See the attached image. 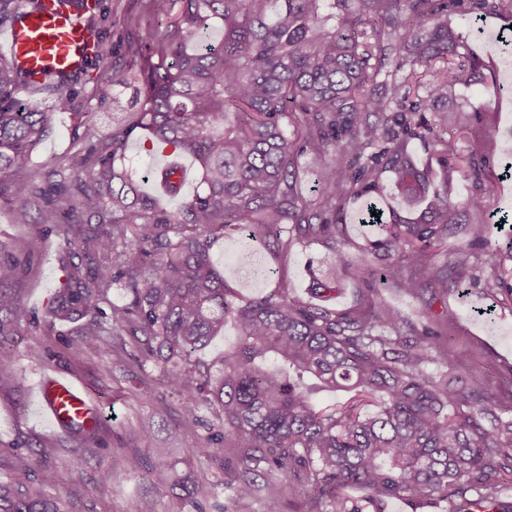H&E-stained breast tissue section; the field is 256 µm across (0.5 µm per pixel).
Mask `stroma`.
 <instances>
[{
  "label": "stroma",
  "instance_id": "obj_1",
  "mask_svg": "<svg viewBox=\"0 0 512 512\" xmlns=\"http://www.w3.org/2000/svg\"><path fill=\"white\" fill-rule=\"evenodd\" d=\"M91 20L112 55L108 63L91 61L73 88L81 100L75 111L60 113L54 129L34 149L33 165L40 167L51 184H70L69 168L74 155L85 154L98 140L112 132V102L129 106L136 101L133 83L122 76L140 69L144 62L160 58L159 35L168 18L153 14L150 0H97ZM450 22L467 48L488 59L492 68L485 84L456 89V101L476 106L467 129L454 136L457 151H464L472 137L485 138L489 149L481 183L451 174V195L458 206L459 220L479 221L499 211L512 214V101L498 92L512 78V53L495 44L497 34L512 31V16L451 14ZM481 196L483 207L474 212L466 201ZM27 173L17 171L5 195L0 196V248L20 263L15 282L24 303L37 321L17 337L14 357L25 377L18 390L0 389V477L11 474L16 454L29 453L39 460L35 477L61 505L63 512H139L142 499L155 503L156 512H309L306 496L282 497L269 504L264 495L236 500L228 483L237 467L236 450L225 447L223 462L203 455L199 447L215 415L201 411L199 420L185 418V405L167 384L160 368L139 369L131 355L137 341L128 333L102 337L84 344V321L50 322L51 298L66 278L60 261L62 227L45 224L34 229L12 219L15 205L28 198ZM489 239L479 251L474 267L464 281L448 285L447 301L424 294L410 298L382 285L379 275L368 276L371 287L381 289L386 301L412 318L436 319L444 307L458 314L449 328L456 347L473 351L470 372L483 375L494 365L512 364V306L491 303L483 294L482 280L488 266L512 244V222L490 223ZM215 265L230 288L249 298L274 288L278 275H285L300 295H307L309 269L329 273L334 269L332 254L321 244L292 243L279 248L276 239L258 242L241 233L219 238L212 247ZM81 354H72L75 345ZM60 373L74 379L97 413L94 435L82 442L66 431L41 419L34 404L33 387L44 375ZM152 424L156 445L174 448L199 492L183 498L152 485L144 473L129 470L131 455L151 465V450L139 442L142 424ZM68 483H59V474Z\"/></svg>",
  "mask_w": 512,
  "mask_h": 512
}]
</instances>
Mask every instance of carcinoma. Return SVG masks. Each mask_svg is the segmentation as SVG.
Masks as SVG:
<instances>
[{"instance_id": "cac0c4a2", "label": "carcinoma", "mask_w": 512, "mask_h": 512, "mask_svg": "<svg viewBox=\"0 0 512 512\" xmlns=\"http://www.w3.org/2000/svg\"><path fill=\"white\" fill-rule=\"evenodd\" d=\"M35 3L0 0V21ZM177 4L161 60L134 75L143 90L138 111L72 160L69 278L55 294L52 320L93 317L96 325L83 335L94 341L106 328L144 336L132 358L141 369L161 368L187 419L218 410L221 423L201 451L222 459L229 439L240 449L231 483L239 499L262 491L274 504L285 494L313 493L320 512H385L392 499L412 512L441 502L445 512L492 504L512 512L499 499L512 483V366L468 380L431 370L450 359L463 368L473 357L449 347L443 327L452 310L435 325L419 323L373 288L337 310L329 301L339 283L314 271L308 300L281 277L270 293L238 303L211 255L219 235L276 237L288 224L293 240L327 246L344 279L363 282L376 266L404 295L425 288L447 298L448 279L428 259L448 236L456 207L435 171L417 166L408 141L427 143L444 168L456 157L448 126L466 129L469 109L450 119L436 104L459 83L483 81L489 65L463 49L448 14L512 15V0H152L158 16ZM212 24L221 40L190 48ZM22 90L18 72L0 60V192L25 168L31 195L42 200L44 174L30 166L31 154L58 114L74 109L75 93L52 86L43 91L46 106L29 108ZM421 112L435 113L433 123L414 121ZM140 131L198 161L199 188L175 212L142 194L126 165L129 140ZM486 153L483 139H470L463 176L481 180ZM305 154L325 159L313 199L297 180ZM386 169L406 201L427 198L426 211L421 222L402 224L367 201L359 223L379 227L380 237L353 256L338 211L376 190ZM85 205L96 223L79 220ZM471 233L453 256L459 275L485 241L484 224ZM403 261L420 267L422 278L400 277ZM18 274L15 262L0 259V389L23 386L9 344L35 322L9 287ZM114 285L127 303L107 312L102 304ZM483 288L497 302L512 293L503 265L489 267ZM229 319L235 346L200 369L193 353ZM322 392L351 396L319 409ZM38 464L31 454L16 455L14 476L0 478V512H60L32 479ZM176 465L156 458L149 481L188 491L190 475ZM354 488L367 495L353 496Z\"/></svg>"}]
</instances>
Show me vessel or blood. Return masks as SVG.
Returning a JSON list of instances; mask_svg holds the SVG:
<instances>
[{
  "label": "vessel or blood",
  "instance_id": "1",
  "mask_svg": "<svg viewBox=\"0 0 512 512\" xmlns=\"http://www.w3.org/2000/svg\"><path fill=\"white\" fill-rule=\"evenodd\" d=\"M91 8L90 0H37L36 7L12 18L0 31V53H7L21 72L26 91L86 69L97 47L86 21ZM38 411L58 426L88 422L91 414L78 385L60 374L41 379Z\"/></svg>",
  "mask_w": 512,
  "mask_h": 512
}]
</instances>
